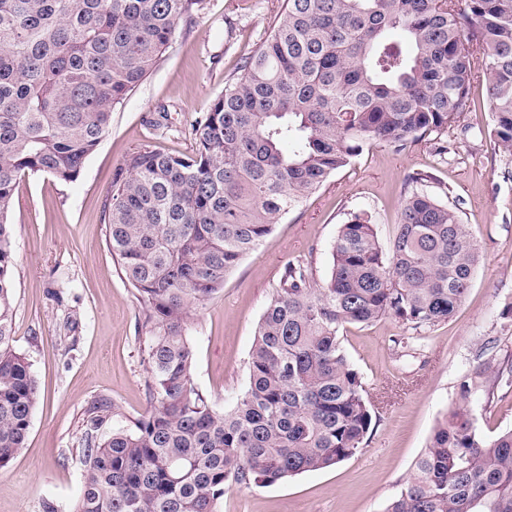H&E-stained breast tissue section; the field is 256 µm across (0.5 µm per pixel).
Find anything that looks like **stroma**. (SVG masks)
<instances>
[{
  "label": "stroma",
  "instance_id": "35a3bbf8",
  "mask_svg": "<svg viewBox=\"0 0 512 512\" xmlns=\"http://www.w3.org/2000/svg\"><path fill=\"white\" fill-rule=\"evenodd\" d=\"M283 0H206L182 20L155 69L112 112L111 128L70 182L18 178L13 230L15 341L36 378L39 401L26 444L0 468V512H71L83 485L82 449L149 407L148 335L136 290L107 238L112 181L128 154H186L192 126L243 58L262 44ZM470 131L449 135L448 155L422 141L397 152L372 145L275 225L205 308L190 315L194 380L230 408L245 389L257 324L285 263L305 260L314 284L328 277L330 246L350 212L372 214L382 240L395 233L407 178L428 172L429 194L455 204L477 242L472 285L448 321L408 338L399 320L349 324L342 348L374 409L362 450L336 466L270 487H230L218 512H384L410 476L434 426L460 401L459 384L484 362L512 368V153L491 133L484 82L470 89ZM487 437L512 429V389L487 377L469 398ZM119 415L90 427L93 406Z\"/></svg>",
  "mask_w": 512,
  "mask_h": 512
}]
</instances>
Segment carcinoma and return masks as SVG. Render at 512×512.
<instances>
[{"instance_id":"obj_1","label":"carcinoma","mask_w":512,"mask_h":512,"mask_svg":"<svg viewBox=\"0 0 512 512\" xmlns=\"http://www.w3.org/2000/svg\"><path fill=\"white\" fill-rule=\"evenodd\" d=\"M203 0H0V468L24 448L38 388L14 346L12 224L18 176L78 177L112 110ZM402 33L408 49L389 40ZM240 77L195 120V149L130 153L107 235L145 309L150 406L83 449L73 512H217L232 485L269 487L356 455L373 412L339 341L391 316L421 332L453 316L479 252L457 208L409 176L385 245L367 211L331 244L327 280L284 266L256 331L248 385L225 410L196 387L190 311L289 211L364 148L396 151L460 126L485 81L492 132L512 151V0H285ZM291 149H284V145ZM434 428L385 512H512V430L482 436L467 399Z\"/></svg>"}]
</instances>
